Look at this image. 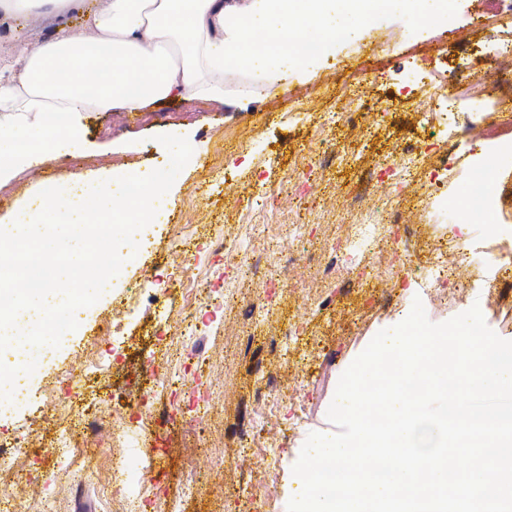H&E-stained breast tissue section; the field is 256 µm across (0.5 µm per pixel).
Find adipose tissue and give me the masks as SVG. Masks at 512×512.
I'll return each instance as SVG.
<instances>
[{
  "label": "adipose tissue",
  "instance_id": "ef3b65f1",
  "mask_svg": "<svg viewBox=\"0 0 512 512\" xmlns=\"http://www.w3.org/2000/svg\"><path fill=\"white\" fill-rule=\"evenodd\" d=\"M393 5L422 21L448 0H108L102 9L88 0H0V19L58 20L32 51L0 64V173L30 160L26 142L64 141L79 152L85 112H138L174 98L220 103L235 70L260 86L287 82L289 63L309 61L298 45L332 52ZM73 15L81 33L65 25ZM52 113L64 124H48Z\"/></svg>",
  "mask_w": 512,
  "mask_h": 512
}]
</instances>
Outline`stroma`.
I'll return each mask as SVG.
<instances>
[{
	"mask_svg": "<svg viewBox=\"0 0 512 512\" xmlns=\"http://www.w3.org/2000/svg\"><path fill=\"white\" fill-rule=\"evenodd\" d=\"M55 25L54 18L32 17L19 37L1 22L0 61L31 51ZM511 33L512 20L494 0H452L447 16L421 27L395 7L376 25H361L320 63L290 66L287 84L244 95L243 76L231 73L223 103L180 98L151 105L126 113L117 130L111 113L88 112L80 154L62 146L1 178L0 225L12 223L44 189L70 194L118 169L147 174L167 166L158 135H182L193 145L161 200L168 220L144 228L140 250L100 299L81 310L77 328L59 348L37 350L34 372L18 376L35 402L0 406V441L24 448L15 460L0 459V512H124L125 502L101 489L118 446L123 480L132 494L149 497L148 512H168L187 485L192 494L185 512H287L300 490L292 468L308 436L335 430L327 409L341 374L378 332L409 315L417 296L385 286V266L346 264L367 199L379 196L382 177L404 182L397 247L412 256L409 277L420 278L452 237L455 207L484 161L480 143L447 128L421 73L453 71L458 90L466 91L494 68L499 42ZM409 145L422 156L407 174L402 157ZM446 153L451 172L432 185L430 172ZM261 182L273 195L258 206ZM186 223L195 246L218 232L231 243L243 225L258 228L242 242L250 263L235 273L234 300L219 323L195 336L193 356L181 352V295L128 294L134 282L171 273L172 250ZM294 224L302 233L295 252L312 261L272 282L282 263L270 249ZM460 285L456 299L426 305L428 319L441 323L476 305L488 327L512 341V290L497 298L486 296L476 279ZM254 303L261 309L253 313ZM125 308L130 314L121 319V335L106 338ZM93 359L107 370L89 373ZM151 363L218 385L195 428L171 426L159 442L137 421L165 406L152 397ZM273 397L280 404L274 414L268 411ZM91 417L103 427L96 438L86 430ZM67 429L80 446L65 468L55 439ZM243 429L255 437L245 451L238 440ZM270 445L279 463H272Z\"/></svg>",
	"mask_w": 512,
	"mask_h": 512,
	"instance_id": "1",
	"label": "stroma"
}]
</instances>
